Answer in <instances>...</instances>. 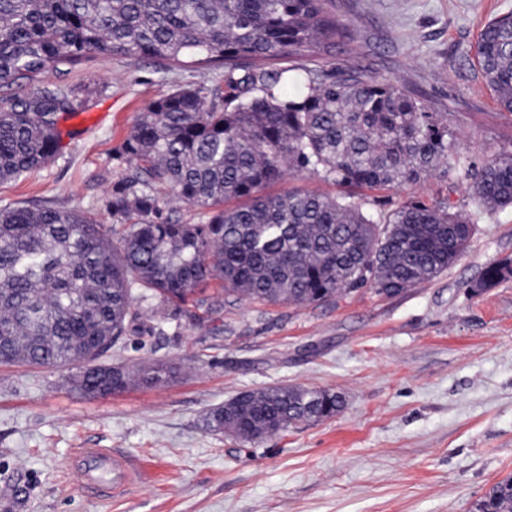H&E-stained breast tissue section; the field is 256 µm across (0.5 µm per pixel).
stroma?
<instances>
[{
    "mask_svg": "<svg viewBox=\"0 0 512 512\" xmlns=\"http://www.w3.org/2000/svg\"><path fill=\"white\" fill-rule=\"evenodd\" d=\"M336 11L351 22L349 53L296 56L288 68L369 66L447 116L465 163L512 151V112L475 60L481 29L512 0H336ZM215 76L123 57L48 73L87 89L79 124L62 123L80 134L46 167L0 183V206L50 200L111 227L105 201L126 169L114 155L139 112ZM362 196L373 214L414 201L448 209L473 235L447 270L396 295L242 299L165 319L134 291L129 330L100 361L180 366L160 385L86 397L66 372L0 365V512H476L512 476V273L472 291L488 265L512 260V207L473 211L466 183L436 174ZM286 385L337 392L344 405L255 443L205 428L238 393ZM80 448L135 458L137 485L116 498L79 490L70 462Z\"/></svg>",
    "mask_w": 512,
    "mask_h": 512,
    "instance_id": "obj_1",
    "label": "stroma"
}]
</instances>
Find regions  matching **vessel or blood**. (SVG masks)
<instances>
[{"label": "vessel or blood", "instance_id": "vessel-or-blood-1", "mask_svg": "<svg viewBox=\"0 0 512 512\" xmlns=\"http://www.w3.org/2000/svg\"><path fill=\"white\" fill-rule=\"evenodd\" d=\"M71 469L79 489L105 497L129 492L140 474L128 458L106 448L81 449Z\"/></svg>", "mask_w": 512, "mask_h": 512}]
</instances>
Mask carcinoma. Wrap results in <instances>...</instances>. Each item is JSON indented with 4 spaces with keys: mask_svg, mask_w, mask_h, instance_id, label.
I'll return each mask as SVG.
<instances>
[{
    "mask_svg": "<svg viewBox=\"0 0 512 512\" xmlns=\"http://www.w3.org/2000/svg\"><path fill=\"white\" fill-rule=\"evenodd\" d=\"M350 24L335 0H0V182L51 162L60 122L82 112L77 88L36 85L99 56L216 63L222 79L179 85L139 113L115 158L127 175L106 207L122 225L112 242L78 210L0 207V365L68 368L85 396L159 384L176 367L97 363L128 328L133 288L180 315L219 282L217 310L238 299L327 303L369 286L398 294L444 272L472 234L461 215L421 201L374 216L359 191L417 184L432 174L467 181L476 209L512 206V152L461 168L448 119L368 69L290 72L277 64L344 52ZM476 61L500 109L512 112V14L480 31ZM341 188L335 196L265 195L287 171ZM198 224L165 211L170 197ZM512 273L487 266L478 294ZM331 390L281 386L212 408L206 427L254 441L276 421L328 419ZM479 512H512V478Z\"/></svg>",
    "mask_w": 512,
    "mask_h": 512,
    "instance_id": "1",
    "label": "carcinoma"
}]
</instances>
